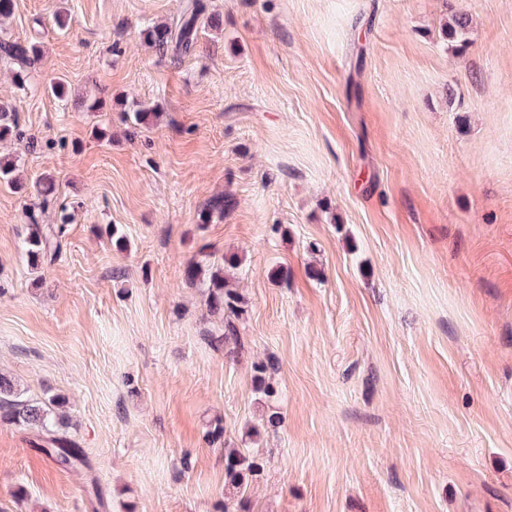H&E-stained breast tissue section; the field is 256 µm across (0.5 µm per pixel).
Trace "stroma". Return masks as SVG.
<instances>
[{
	"instance_id": "1",
	"label": "stroma",
	"mask_w": 512,
	"mask_h": 512,
	"mask_svg": "<svg viewBox=\"0 0 512 512\" xmlns=\"http://www.w3.org/2000/svg\"><path fill=\"white\" fill-rule=\"evenodd\" d=\"M183 2L0 19L42 48L0 57L25 185L0 187V373L64 396L86 452L63 467L0 421V512H222L228 441L265 464L247 512H512V0H202L176 58L147 32ZM142 103L161 116L131 127ZM33 221L68 225L36 268ZM208 255L238 259L240 346L185 280ZM469 16L466 13L460 12L452 15L445 25V35L449 41L456 43L455 47L461 51L466 47L467 38L466 34L469 28Z\"/></svg>"
}]
</instances>
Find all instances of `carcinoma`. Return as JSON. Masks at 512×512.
<instances>
[{
    "label": "carcinoma",
    "mask_w": 512,
    "mask_h": 512,
    "mask_svg": "<svg viewBox=\"0 0 512 512\" xmlns=\"http://www.w3.org/2000/svg\"><path fill=\"white\" fill-rule=\"evenodd\" d=\"M203 10L204 6L200 0H186L175 25L158 26L150 31L149 36L154 45L162 52L171 48L178 54L189 53L195 44L197 23ZM468 28L469 16L463 12L452 15L445 25L446 38L456 43V49L459 51L466 47ZM0 52L24 64L40 55V45L36 42L23 44L1 40ZM157 116L154 108L141 106L129 113L128 119L137 126H146ZM17 127V113L0 105V139L12 135ZM15 172L14 163L0 159L1 185L19 188L20 183ZM64 233L63 224L47 227L41 224L28 225V232L23 239V251L28 263L35 268L41 263L53 261L61 248ZM226 263L234 265V261L223 258L206 266L198 262L193 263L185 269L186 281L191 284H206L210 305L226 314L224 333L218 339L221 345L230 342L240 343L233 318L239 315L241 298L224 278ZM273 370L275 364L271 361L256 366L255 390L266 397L275 394L274 385L267 377L268 372ZM63 406L64 400L58 395H51L41 401L22 400L14 382L0 375V420L38 429L44 436L43 453L60 465L73 466L82 462L83 449L65 431V415L59 412ZM224 472V485L229 487V492L224 495V512H238L237 494L242 486L259 479L263 472V464L239 448H226Z\"/></svg>",
    "instance_id": "1"
}]
</instances>
